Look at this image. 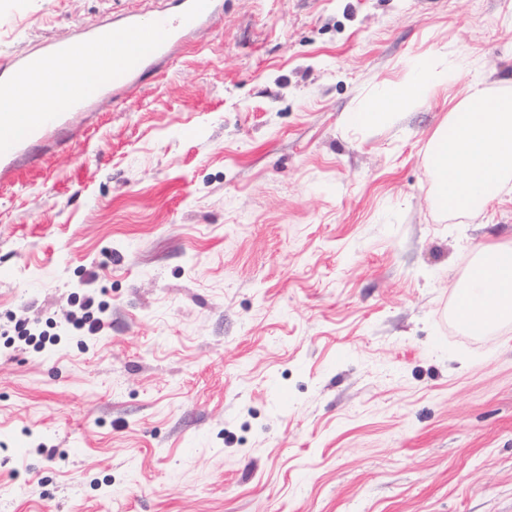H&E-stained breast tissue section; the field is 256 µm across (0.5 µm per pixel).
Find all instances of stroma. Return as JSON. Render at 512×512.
<instances>
[{"mask_svg": "<svg viewBox=\"0 0 512 512\" xmlns=\"http://www.w3.org/2000/svg\"><path fill=\"white\" fill-rule=\"evenodd\" d=\"M165 3L0 0V58ZM419 61L447 88L350 127ZM475 77L512 97V0H224L18 159L0 512H512V324L449 315L478 249L512 247V174L445 211L426 167Z\"/></svg>", "mask_w": 512, "mask_h": 512, "instance_id": "stroma-1", "label": "stroma"}]
</instances>
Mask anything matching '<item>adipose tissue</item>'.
Instances as JSON below:
<instances>
[{"label":"adipose tissue","instance_id":"obj_1","mask_svg":"<svg viewBox=\"0 0 512 512\" xmlns=\"http://www.w3.org/2000/svg\"><path fill=\"white\" fill-rule=\"evenodd\" d=\"M87 47L73 45L68 55L29 72L19 92L0 96V113H13L26 123L46 101V90L75 89L85 77ZM448 83L447 71L416 63L399 81L387 85L382 97L355 111L353 123L376 126L388 112L422 100ZM450 133H434L427 166L436 184L434 204L474 210L501 189L503 174L512 168V98L490 99L480 82H472L466 101L448 112ZM470 274L457 287L458 310L494 327L512 320V248L483 247Z\"/></svg>","mask_w":512,"mask_h":512}]
</instances>
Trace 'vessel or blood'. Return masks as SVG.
Returning a JSON list of instances; mask_svg holds the SVG:
<instances>
[{
	"label": "vessel or blood",
	"mask_w": 512,
	"mask_h": 512,
	"mask_svg": "<svg viewBox=\"0 0 512 512\" xmlns=\"http://www.w3.org/2000/svg\"><path fill=\"white\" fill-rule=\"evenodd\" d=\"M224 13V0H169L168 8L155 15L136 12L113 20L112 24L80 35L88 47L122 46L112 66L94 82L80 84L68 97L66 107L44 105L33 113L27 127L13 132L12 118L0 113V175L10 176L17 158L32 157L33 147L62 131L71 112L87 111L104 100H123L140 85L145 73L156 71L183 45L192 42ZM70 40L42 43L30 55L0 60V92L15 91L22 78L36 65L67 55Z\"/></svg>",
	"instance_id": "vessel-or-blood-1"
}]
</instances>
